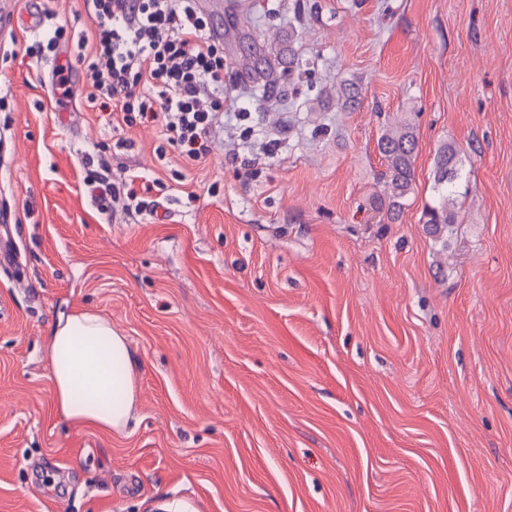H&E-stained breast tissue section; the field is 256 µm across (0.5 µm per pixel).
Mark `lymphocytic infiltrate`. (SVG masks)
<instances>
[{"instance_id":"1","label":"lymphocytic infiltrate","mask_w":512,"mask_h":512,"mask_svg":"<svg viewBox=\"0 0 512 512\" xmlns=\"http://www.w3.org/2000/svg\"><path fill=\"white\" fill-rule=\"evenodd\" d=\"M92 43L79 60L89 103L109 100L117 123L160 122L189 162L204 160L224 118V46L196 0H85ZM87 182L110 203L141 198L135 182L112 183L102 154H85Z\"/></svg>"}]
</instances>
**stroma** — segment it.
<instances>
[{"label":"stroma","instance_id":"stroma-1","mask_svg":"<svg viewBox=\"0 0 512 512\" xmlns=\"http://www.w3.org/2000/svg\"><path fill=\"white\" fill-rule=\"evenodd\" d=\"M221 2L227 112L193 166L88 103L77 57L20 53L57 24L77 47L84 0H41L4 44L0 512H512V0ZM390 123L417 137L392 221ZM444 143L463 187L443 249L422 219ZM102 144L113 179L163 181L155 207L100 214L82 157ZM71 310L143 366L130 435L52 411L47 328Z\"/></svg>","mask_w":512,"mask_h":512}]
</instances>
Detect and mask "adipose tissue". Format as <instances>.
Here are the masks:
<instances>
[{
  "label": "adipose tissue",
  "instance_id": "1",
  "mask_svg": "<svg viewBox=\"0 0 512 512\" xmlns=\"http://www.w3.org/2000/svg\"><path fill=\"white\" fill-rule=\"evenodd\" d=\"M47 347L57 414L109 435L134 429L141 363L109 320L86 311L60 313Z\"/></svg>",
  "mask_w": 512,
  "mask_h": 512
}]
</instances>
